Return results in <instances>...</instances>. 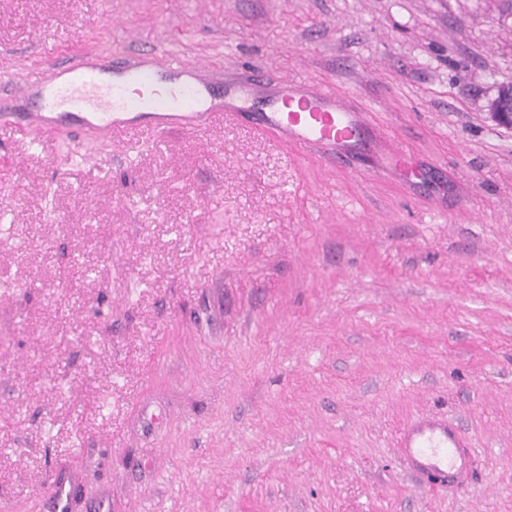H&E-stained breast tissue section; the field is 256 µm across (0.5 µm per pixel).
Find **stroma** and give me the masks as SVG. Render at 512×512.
<instances>
[{
    "mask_svg": "<svg viewBox=\"0 0 512 512\" xmlns=\"http://www.w3.org/2000/svg\"><path fill=\"white\" fill-rule=\"evenodd\" d=\"M165 45L341 92L329 164L250 122L0 130V512H512V0H0V74ZM459 426L469 487L401 430ZM490 116L499 126L512 129V83L501 84L497 87L495 96L491 99ZM402 453L409 468L428 484L455 490L470 482L475 453L453 424L428 416L408 426L402 436Z\"/></svg>",
    "mask_w": 512,
    "mask_h": 512,
    "instance_id": "obj_1",
    "label": "stroma"
}]
</instances>
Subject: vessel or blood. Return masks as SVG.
Here are the masks:
<instances>
[{"instance_id": "obj_1", "label": "vessel or blood", "mask_w": 512, "mask_h": 512, "mask_svg": "<svg viewBox=\"0 0 512 512\" xmlns=\"http://www.w3.org/2000/svg\"><path fill=\"white\" fill-rule=\"evenodd\" d=\"M168 69L158 72L151 54L114 69L105 95L90 98L86 92L102 85L97 58L76 53L65 66L48 75L8 90L9 106L0 108V127L27 135L50 133L58 119L70 130H98L105 137L128 136L142 129L165 133L174 129L198 132L227 119L241 117V105L249 103L253 87L239 85L234 105L217 103L205 65L174 55L166 57ZM168 83L158 93L159 83ZM261 131L284 144H315L328 153L354 145L362 130L358 112L352 111L335 90L283 85L259 119ZM402 453L411 470L430 484L455 490L473 476L475 453L453 424L428 416L408 426L402 436Z\"/></svg>"}]
</instances>
